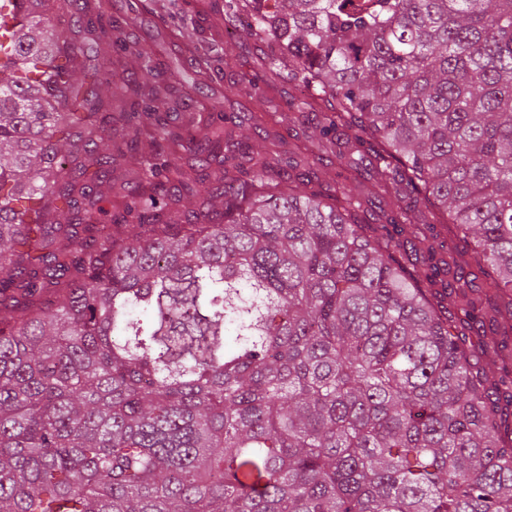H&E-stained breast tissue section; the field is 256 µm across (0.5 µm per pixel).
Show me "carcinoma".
<instances>
[{"instance_id": "obj_1", "label": "carcinoma", "mask_w": 512, "mask_h": 512, "mask_svg": "<svg viewBox=\"0 0 512 512\" xmlns=\"http://www.w3.org/2000/svg\"><path fill=\"white\" fill-rule=\"evenodd\" d=\"M29 2L0 67V512H512V0H224L301 93L256 94L255 128L324 116L288 177L281 139L172 124L178 79L94 94ZM91 33L97 74L155 68ZM369 153L384 224L347 189ZM438 228L466 243L441 286Z\"/></svg>"}]
</instances>
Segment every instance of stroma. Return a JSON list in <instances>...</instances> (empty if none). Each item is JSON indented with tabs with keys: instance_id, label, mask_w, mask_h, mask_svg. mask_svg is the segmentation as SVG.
I'll use <instances>...</instances> for the list:
<instances>
[{
	"instance_id": "obj_1",
	"label": "stroma",
	"mask_w": 512,
	"mask_h": 512,
	"mask_svg": "<svg viewBox=\"0 0 512 512\" xmlns=\"http://www.w3.org/2000/svg\"><path fill=\"white\" fill-rule=\"evenodd\" d=\"M224 0H176L175 7L131 16L127 0H105V11L111 19L125 23L130 39L149 48L156 62L172 69L194 73L195 61L188 54L183 35L195 31L200 37L214 38L224 55L218 72L209 74L208 89L199 96L196 110L203 115L222 110L232 116L236 137L244 139L253 151L265 152L267 143L247 112L254 91H261L280 109L288 107V85L271 81L261 68V59L269 54L268 45L247 32L245 23L228 26L218 7ZM323 124L321 113H305L298 126L279 128L285 140L277 158V167L289 172L305 146L319 136Z\"/></svg>"
}]
</instances>
